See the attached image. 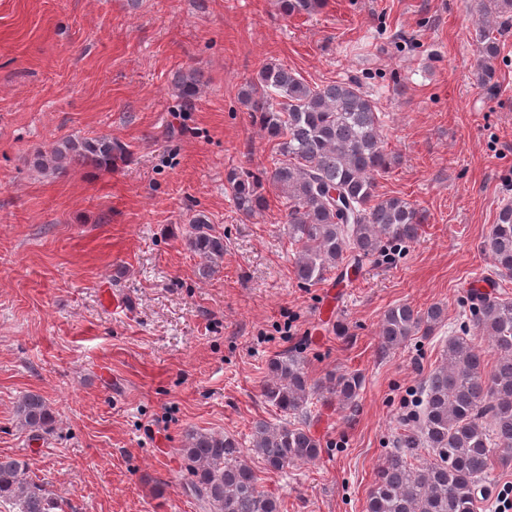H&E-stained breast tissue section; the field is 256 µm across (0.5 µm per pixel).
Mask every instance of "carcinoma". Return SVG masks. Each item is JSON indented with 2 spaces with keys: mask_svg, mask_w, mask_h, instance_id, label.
Masks as SVG:
<instances>
[{
  "mask_svg": "<svg viewBox=\"0 0 512 512\" xmlns=\"http://www.w3.org/2000/svg\"><path fill=\"white\" fill-rule=\"evenodd\" d=\"M321 5L322 0H279L286 17L312 16ZM511 24L512 0H483L477 72L485 83L495 76L497 34ZM201 84L202 76L194 70L178 76L185 105L196 100ZM240 99L253 124L274 144V155L268 170L227 174L234 206L250 218L267 209L266 186L281 193L283 223L297 246L294 274L300 283L313 286L351 263L387 259L418 237L426 222L423 211L404 198L377 192V176L388 170L391 156L383 146L382 112L357 81L311 85L284 65L270 62L246 82ZM125 154V146L109 136L69 137L36 154L33 166L51 174L70 166L109 172ZM332 190L347 212L329 201ZM207 224L205 217L195 218L188 246L206 259L221 257L224 238L211 233ZM483 250L491 255L499 276L512 278L511 200L501 202ZM444 318L439 304L425 310L392 306L381 319V347L396 349L421 331L431 332ZM472 323L500 359L487 371L469 330L448 337L444 365L424 378L418 410L404 419L405 433L378 470L367 512H477L494 451L501 452L503 462L512 457V301H481L473 308ZM361 387L362 377L356 373L334 375L327 400L352 404ZM314 393L299 353L270 361L262 396L284 419L277 424L260 420L252 428V451L270 468L284 470L320 456V440L309 426L290 420L303 414ZM14 415L18 427L34 437L49 432L55 423L45 398L31 392L17 402ZM423 444L430 459L414 466L409 459ZM179 453L204 512H280L278 500L259 490L235 437L192 432ZM0 503L9 506L8 512L60 508L45 485L29 475L25 462L1 456Z\"/></svg>",
  "mask_w": 512,
  "mask_h": 512,
  "instance_id": "cac0c4a2",
  "label": "carcinoma"
}]
</instances>
